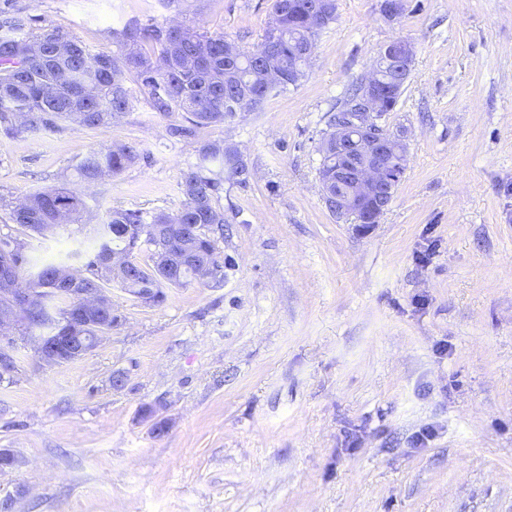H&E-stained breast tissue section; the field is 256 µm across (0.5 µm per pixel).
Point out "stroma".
Masks as SVG:
<instances>
[{
    "label": "stroma",
    "mask_w": 512,
    "mask_h": 512,
    "mask_svg": "<svg viewBox=\"0 0 512 512\" xmlns=\"http://www.w3.org/2000/svg\"><path fill=\"white\" fill-rule=\"evenodd\" d=\"M336 0L301 85L221 125L156 111L135 89L106 128L0 133V196L68 184L89 151L138 147L84 188L93 219L183 204L221 140L251 171L219 204L231 258L160 304L112 290L120 320L88 353L0 377V503L11 512H512V0ZM272 0H13L31 27L112 50L128 22L249 51ZM414 46L390 127L404 175L370 228L334 216L319 145L380 50ZM33 237L32 264L91 248ZM125 374L122 386L114 372ZM166 431L156 435L155 424Z\"/></svg>",
    "instance_id": "1"
}]
</instances>
